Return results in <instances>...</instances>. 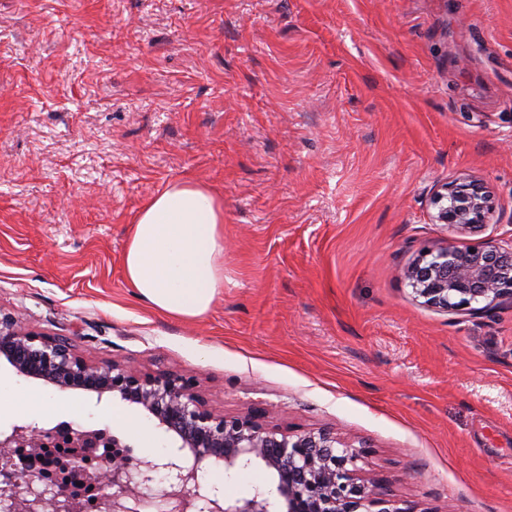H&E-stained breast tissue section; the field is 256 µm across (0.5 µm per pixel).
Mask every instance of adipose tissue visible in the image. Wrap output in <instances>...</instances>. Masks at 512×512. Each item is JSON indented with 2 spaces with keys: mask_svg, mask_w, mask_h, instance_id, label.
I'll return each instance as SVG.
<instances>
[{
  "mask_svg": "<svg viewBox=\"0 0 512 512\" xmlns=\"http://www.w3.org/2000/svg\"><path fill=\"white\" fill-rule=\"evenodd\" d=\"M121 264L140 299L180 320L202 319L224 291L223 199L195 180L170 182L139 209ZM5 406L43 418L80 409L77 401L64 404L38 393L15 398L0 382Z\"/></svg>",
  "mask_w": 512,
  "mask_h": 512,
  "instance_id": "ef3b65f1",
  "label": "adipose tissue"
}]
</instances>
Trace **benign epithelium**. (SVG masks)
I'll return each instance as SVG.
<instances>
[{
	"mask_svg": "<svg viewBox=\"0 0 512 512\" xmlns=\"http://www.w3.org/2000/svg\"><path fill=\"white\" fill-rule=\"evenodd\" d=\"M431 220L450 229L476 231L488 223L494 197L477 180L443 184L430 200ZM415 297L445 311L477 314L512 303V242L462 249H428L406 272ZM0 355L25 378L60 392L80 390L134 405L174 440L155 459L135 463L103 454L95 473L98 512H413L376 493L379 479L357 477L365 450L342 441L334 429L287 435L251 416L229 417L207 407L195 383L177 372L146 373L113 360L93 361L62 339L20 320L0 316ZM108 429H86L31 418L0 430V472L12 476L0 496V512H84L81 497L45 479L56 461L42 448H71L68 469L86 476L87 449L128 448ZM27 448L33 458L16 453ZM230 472L249 467L269 471L273 483L247 499L226 500L203 476L205 463Z\"/></svg>",
	"mask_w": 512,
	"mask_h": 512,
	"instance_id": "benign-epithelium-1",
	"label": "benign epithelium"
}]
</instances>
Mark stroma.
I'll return each instance as SVG.
<instances>
[{
    "instance_id": "obj_1",
    "label": "stroma",
    "mask_w": 512,
    "mask_h": 512,
    "mask_svg": "<svg viewBox=\"0 0 512 512\" xmlns=\"http://www.w3.org/2000/svg\"><path fill=\"white\" fill-rule=\"evenodd\" d=\"M462 176L496 209L432 223ZM224 198L196 321L126 283L148 197ZM512 238V0H0V312L193 378L281 432L336 429L413 512H512V305L416 300L427 249ZM75 419L135 407L77 394Z\"/></svg>"
}]
</instances>
